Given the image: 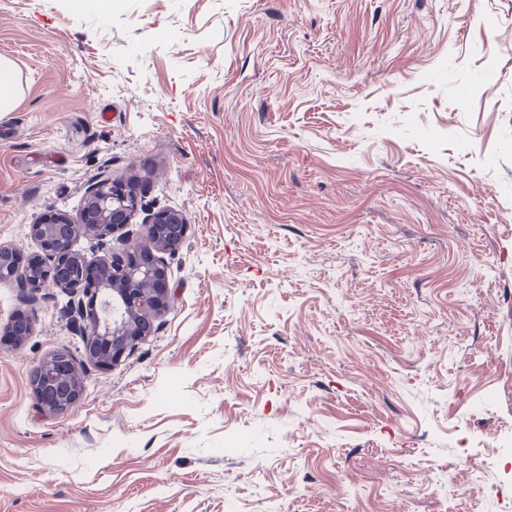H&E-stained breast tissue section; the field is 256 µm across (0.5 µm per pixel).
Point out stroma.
<instances>
[{"mask_svg": "<svg viewBox=\"0 0 512 512\" xmlns=\"http://www.w3.org/2000/svg\"><path fill=\"white\" fill-rule=\"evenodd\" d=\"M0 56V244L104 179L187 224L110 367L0 283V512H512V0H0ZM22 94L14 63L10 59L0 56V112H9L15 109ZM72 360L53 357L37 366L30 376L42 407L50 413L73 405L81 395L82 383Z\"/></svg>", "mask_w": 512, "mask_h": 512, "instance_id": "35a3bbf8", "label": "stroma"}]
</instances>
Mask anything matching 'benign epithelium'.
Returning a JSON list of instances; mask_svg holds the SVG:
<instances>
[{"label":"benign epithelium","mask_w":512,"mask_h":512,"mask_svg":"<svg viewBox=\"0 0 512 512\" xmlns=\"http://www.w3.org/2000/svg\"><path fill=\"white\" fill-rule=\"evenodd\" d=\"M136 197L107 192L104 185L86 191V203L75 220L48 214L30 227L41 253L18 270L13 250L0 245V282L22 275L31 292L47 286L80 288L87 295L103 296L100 313L91 323L85 342L86 355L100 365L120 360L151 332L153 319L172 299L164 262L159 254L175 251L182 242L186 220L180 213L151 214L146 225L148 243L136 242L99 266L89 277L84 259L73 250L74 227L105 239L130 223ZM30 382L42 407L50 412L73 405L80 397L82 383L72 359L54 357L37 366Z\"/></svg>","instance_id":"obj_1"}]
</instances>
